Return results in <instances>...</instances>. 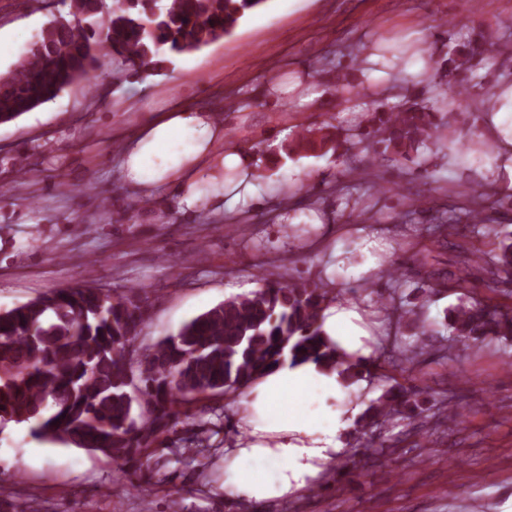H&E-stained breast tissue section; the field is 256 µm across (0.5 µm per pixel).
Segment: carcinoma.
I'll use <instances>...</instances> for the list:
<instances>
[{"label":"carcinoma","mask_w":512,"mask_h":512,"mask_svg":"<svg viewBox=\"0 0 512 512\" xmlns=\"http://www.w3.org/2000/svg\"><path fill=\"white\" fill-rule=\"evenodd\" d=\"M266 0H58L66 13L51 20L14 69L0 76V124L55 99L59 93L112 70L136 74L160 52L182 55L231 35L240 20ZM512 54L492 33L448 51L449 79L487 53ZM451 122L424 100L405 97L388 110L366 114L355 129L329 121L302 128L278 164L330 152L346 156L355 141L370 140L387 160L408 157L445 136ZM482 187L460 193L463 204L429 210L443 236L458 224L495 227L496 218L471 207ZM454 282L428 273L430 290L500 284L512 277V233L489 256L461 250ZM332 290L305 282L267 280L247 294L219 303L177 332L136 345L146 308L125 294L84 284L44 293L0 313V424L29 425L37 440L101 451L124 465L148 451L157 437L208 394L226 395L282 362L324 364L349 379L362 372L380 381V366L353 362L322 339L320 314ZM448 341L478 348L488 338L512 345V314L462 292L446 312ZM417 392L389 385L360 418L361 429L391 421Z\"/></svg>","instance_id":"carcinoma-1"}]
</instances>
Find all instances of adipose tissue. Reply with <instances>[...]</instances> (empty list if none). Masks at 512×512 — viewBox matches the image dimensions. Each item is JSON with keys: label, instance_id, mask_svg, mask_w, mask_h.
Segmentation results:
<instances>
[{"label": "adipose tissue", "instance_id": "obj_1", "mask_svg": "<svg viewBox=\"0 0 512 512\" xmlns=\"http://www.w3.org/2000/svg\"><path fill=\"white\" fill-rule=\"evenodd\" d=\"M483 110L497 160L487 174L492 177L501 170L512 176V81H501ZM117 161L134 199L171 194L178 210L187 214L199 207L204 183L230 209L254 192L249 180L255 171L253 156L242 145L230 142L223 121L202 106L178 105L141 125L123 141ZM228 170L242 173L230 187L224 184ZM360 318L355 308L334 302L323 310L321 321L330 342L365 362L373 354L372 338L360 327ZM367 386L364 380L346 385L336 372L315 363L288 361L249 385L251 401L243 417L247 436L233 450L231 482L237 491L261 502L309 488L324 466L342 453V436L361 407L353 403L324 414L299 406V399H343L349 391ZM268 467L278 468L276 482L266 480Z\"/></svg>", "mask_w": 512, "mask_h": 512}]
</instances>
